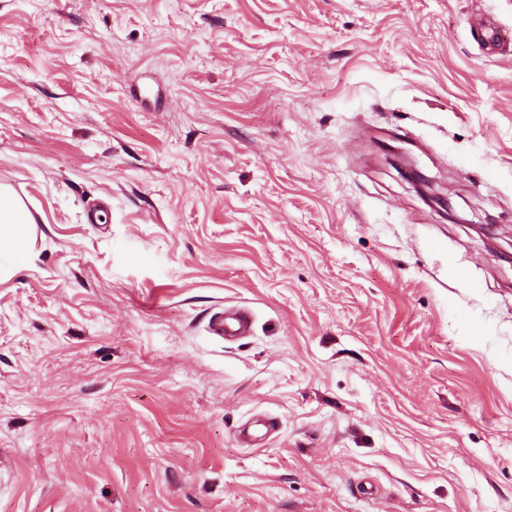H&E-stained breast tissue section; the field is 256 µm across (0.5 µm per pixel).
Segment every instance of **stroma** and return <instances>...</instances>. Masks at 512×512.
Listing matches in <instances>:
<instances>
[{
    "label": "stroma",
    "mask_w": 512,
    "mask_h": 512,
    "mask_svg": "<svg viewBox=\"0 0 512 512\" xmlns=\"http://www.w3.org/2000/svg\"><path fill=\"white\" fill-rule=\"evenodd\" d=\"M486 11L512 30V0H0V188L34 221L0 254V512H512ZM250 312L245 308L225 309L210 320V332L214 336H245L250 329ZM254 426L258 428L250 431V429L244 428L240 434V444L242 446L252 448L263 444L268 436L274 431L275 425L271 420L268 421H256Z\"/></svg>",
    "instance_id": "35a3bbf8"
}]
</instances>
